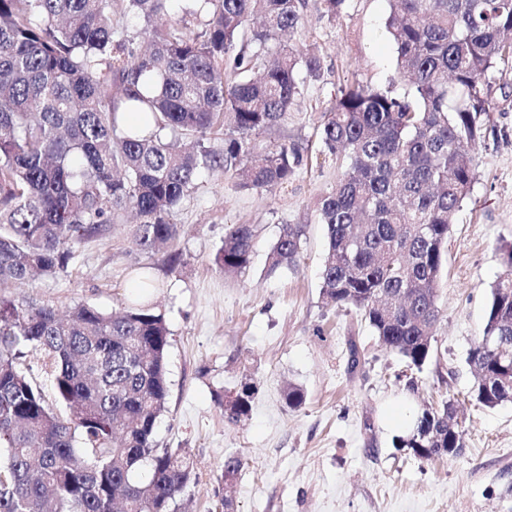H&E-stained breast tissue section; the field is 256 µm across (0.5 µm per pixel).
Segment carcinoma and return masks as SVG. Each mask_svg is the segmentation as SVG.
<instances>
[{"instance_id": "cac0c4a2", "label": "carcinoma", "mask_w": 512, "mask_h": 512, "mask_svg": "<svg viewBox=\"0 0 512 512\" xmlns=\"http://www.w3.org/2000/svg\"><path fill=\"white\" fill-rule=\"evenodd\" d=\"M138 22L113 27L112 2ZM172 0H0V288L66 272L77 248L122 212L133 242L181 259L175 209L203 172L221 167L241 191L282 186L303 165L298 143L257 139L280 126L316 80L321 58L282 40L307 0H188L209 15L160 26ZM395 83L340 89L320 138L340 169L318 202L327 304L353 308L378 343L417 369L433 352L452 216L476 180L474 150L491 111L489 74L512 57V0H388ZM137 112L141 120L124 117ZM224 131L220 152L205 147ZM304 227L286 225L268 273L296 264ZM254 230L225 229L215 262L251 263ZM490 292L469 362L475 400L512 402V244ZM142 293L122 312L79 304L66 313L0 295V512H178L193 458L157 447L166 408L170 332ZM52 365L51 394L27 358ZM241 381L224 407L252 410ZM465 428L448 400L424 409L396 447L421 459L457 454ZM242 460H224L237 482Z\"/></svg>"}]
</instances>
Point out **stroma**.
I'll return each mask as SVG.
<instances>
[{
  "mask_svg": "<svg viewBox=\"0 0 512 512\" xmlns=\"http://www.w3.org/2000/svg\"><path fill=\"white\" fill-rule=\"evenodd\" d=\"M388 13V0H346L332 17L308 0L293 41L318 50L321 75L306 82L271 135L308 146L312 156L288 184L244 192L222 171L204 173L174 214L177 265L137 250L122 215L81 245L67 273L11 289L62 311L89 303L111 312L136 291L139 268L149 267L171 333L169 396L155 438L195 462L178 512H224L221 470L232 454L245 462L235 512H512V403L487 409L468 399L470 349L506 269L501 245L512 242V58L492 74L507 91L493 95L477 179L453 216L430 359L409 366L378 344L359 313L327 305L320 294L325 233L316 205L337 170L322 156L319 132L340 87L385 86L395 77ZM233 224L252 225L255 246L249 268L227 275L214 258ZM287 224L306 227L298 262L267 274V254ZM247 375L257 385L251 413L228 423L216 396ZM289 383L306 393L299 408L285 403ZM451 397L465 421L459 455L423 461L395 447L400 432L388 409L416 416Z\"/></svg>",
  "mask_w": 512,
  "mask_h": 512,
  "instance_id": "35a3bbf8",
  "label": "stroma"
}]
</instances>
